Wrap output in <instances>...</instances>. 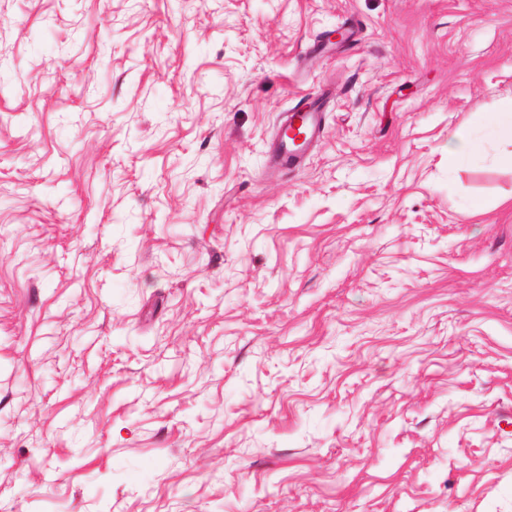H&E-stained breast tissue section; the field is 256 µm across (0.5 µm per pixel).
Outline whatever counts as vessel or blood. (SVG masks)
Masks as SVG:
<instances>
[{"instance_id": "1", "label": "vessel or blood", "mask_w": 512, "mask_h": 512, "mask_svg": "<svg viewBox=\"0 0 512 512\" xmlns=\"http://www.w3.org/2000/svg\"><path fill=\"white\" fill-rule=\"evenodd\" d=\"M325 128V116L310 96H301L285 113L271 147L270 157L279 166H297L310 144Z\"/></svg>"}]
</instances>
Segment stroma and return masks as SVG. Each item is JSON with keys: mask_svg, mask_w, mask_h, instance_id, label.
Segmentation results:
<instances>
[{"mask_svg": "<svg viewBox=\"0 0 512 512\" xmlns=\"http://www.w3.org/2000/svg\"><path fill=\"white\" fill-rule=\"evenodd\" d=\"M509 98L512 0H0V512H512ZM325 128V116L321 107L308 95L301 96L295 105L284 114L278 133L271 147V160L288 169L297 166L308 150L309 146L317 141ZM300 129L305 133L301 144L290 140L291 130ZM476 122L492 127L497 133L512 144V100L503 103L496 112L479 115ZM476 150L477 146L467 131L454 132L448 141V166L462 165Z\"/></svg>", "mask_w": 512, "mask_h": 512, "instance_id": "35a3bbf8", "label": "stroma"}]
</instances>
